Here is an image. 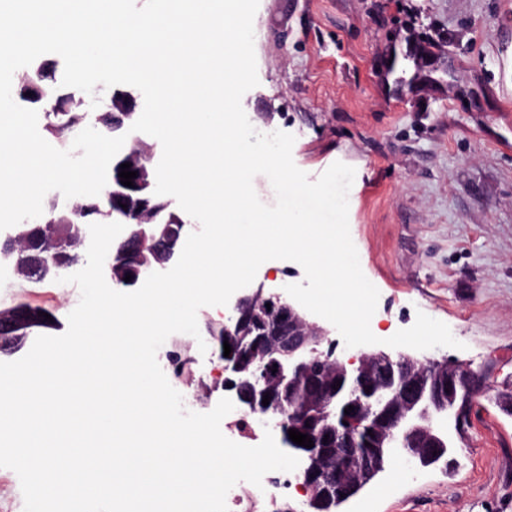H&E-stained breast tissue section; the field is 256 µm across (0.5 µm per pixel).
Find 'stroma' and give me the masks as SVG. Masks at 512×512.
I'll return each instance as SVG.
<instances>
[{"instance_id":"obj_1","label":"stroma","mask_w":512,"mask_h":512,"mask_svg":"<svg viewBox=\"0 0 512 512\" xmlns=\"http://www.w3.org/2000/svg\"><path fill=\"white\" fill-rule=\"evenodd\" d=\"M258 86L242 98L254 128L294 135L309 178L355 170L348 220L360 266L379 293L372 332L388 338L417 313L445 323L460 348L417 351L481 372L467 436L450 463L391 465L342 512H512V0H259ZM405 51L398 65L392 50ZM53 313L57 334L80 301L75 284L0 278V310ZM180 350L190 411L224 398L222 365L188 334Z\"/></svg>"}]
</instances>
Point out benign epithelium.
Segmentation results:
<instances>
[{"mask_svg":"<svg viewBox=\"0 0 512 512\" xmlns=\"http://www.w3.org/2000/svg\"><path fill=\"white\" fill-rule=\"evenodd\" d=\"M151 169L137 168L133 191L145 199L154 195ZM138 229L131 235L137 267L134 282L162 271L176 253L186 234L187 225L172 215L164 224L137 219ZM270 304L269 318L253 337L265 349V355L242 378V356L233 350L224 356V343L235 346L236 337L244 334L252 323L255 307ZM231 315L224 322V332L207 329L216 342L218 359L223 363L224 384L231 385L242 411L257 413L263 425L283 433L278 408L262 403L263 396L285 397L303 384L310 391L320 416L344 421L331 427L327 440L338 450L343 470L333 471L318 466L324 448L317 442L306 448L298 444L288 453L299 458L303 489L333 499L346 495L351 478H369L376 474L383 460H406L416 465L435 462L450 454L453 436H461L466 408L457 405L455 396L472 392L479 383L471 367L465 363L426 359L384 351L365 352L347 360L336 356V343L327 341L325 350L318 348L317 336L329 332L306 319L282 294L266 293L258 288L245 293L230 305ZM40 309L23 306L0 313V350L16 340V331L38 318ZM336 367V378L328 375V366ZM277 372H272V369ZM338 389H333V386ZM354 406L345 414L348 406ZM368 428L375 442L365 449L358 446L357 432Z\"/></svg>","mask_w":512,"mask_h":512,"instance_id":"1","label":"benign epithelium"}]
</instances>
